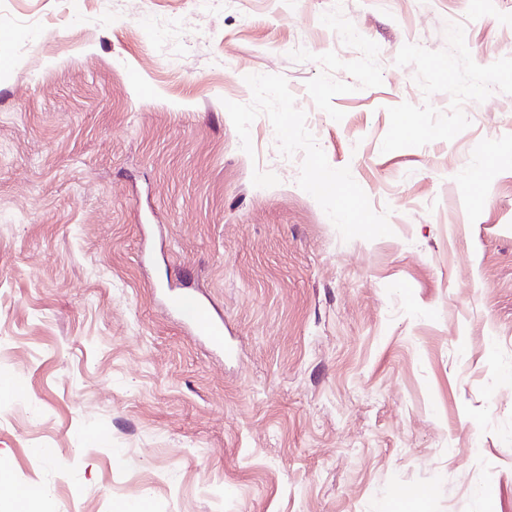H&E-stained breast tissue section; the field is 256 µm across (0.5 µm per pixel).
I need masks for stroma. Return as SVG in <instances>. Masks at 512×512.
Returning <instances> with one entry per match:
<instances>
[{
  "label": "stroma",
  "instance_id": "1",
  "mask_svg": "<svg viewBox=\"0 0 512 512\" xmlns=\"http://www.w3.org/2000/svg\"><path fill=\"white\" fill-rule=\"evenodd\" d=\"M0 54L16 486L512 512V0H0ZM170 306L199 336H205L215 346L224 347V322L219 321L213 309L196 294L176 293L170 298Z\"/></svg>",
  "mask_w": 512,
  "mask_h": 512
}]
</instances>
